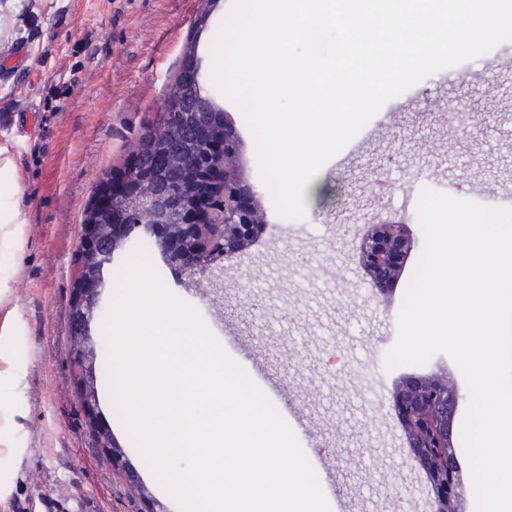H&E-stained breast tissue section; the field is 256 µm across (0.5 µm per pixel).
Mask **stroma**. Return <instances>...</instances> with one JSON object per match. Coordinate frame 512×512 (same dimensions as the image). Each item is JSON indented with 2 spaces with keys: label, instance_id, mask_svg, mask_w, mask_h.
I'll return each mask as SVG.
<instances>
[{
  "label": "stroma",
  "instance_id": "35a3bbf8",
  "mask_svg": "<svg viewBox=\"0 0 512 512\" xmlns=\"http://www.w3.org/2000/svg\"><path fill=\"white\" fill-rule=\"evenodd\" d=\"M235 0H0V60L29 49L25 66L0 71V147L16 166L12 225L0 226V512H181L128 430L106 371L110 325L127 266L147 259L163 286L194 307L224 351L296 434L332 512H432L433 494L394 401L408 380L438 377L457 394L456 512H475L462 431L470 403L455 363L387 368L397 318L422 256L417 216L430 188L512 209V66L489 54L438 71L389 100L322 169L325 194L304 218L278 214L240 109L215 86V34ZM196 60L201 87L226 114L236 165L257 201L253 245L224 257L217 288L177 281L153 240L132 234L91 332L102 371L101 422L118 443L112 467L88 426L71 363L72 288L85 217L102 180L136 161L175 79ZM470 109L450 129L449 105ZM406 224L411 247L384 289L358 264L369 219Z\"/></svg>",
  "mask_w": 512,
  "mask_h": 512
}]
</instances>
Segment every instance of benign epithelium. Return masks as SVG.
Segmentation results:
<instances>
[{
	"label": "benign epithelium",
	"instance_id": "1",
	"mask_svg": "<svg viewBox=\"0 0 512 512\" xmlns=\"http://www.w3.org/2000/svg\"><path fill=\"white\" fill-rule=\"evenodd\" d=\"M196 102L194 95L183 94L177 120L168 121L161 138L165 152L156 159L154 167H141L126 183L123 209L129 223L112 225L107 245L97 240L94 229L83 227L81 252L101 260L132 233L141 231L155 238L162 256L177 267L183 280L199 284L224 272L225 254L245 251L253 244L258 212L252 191L241 183L233 164L234 133L229 124H224V152H213L215 129L211 113L198 109ZM190 146L200 158V193L207 192V182L224 181V200L211 210L210 224L193 222L194 209L201 199L189 206L173 197L174 186L184 177L180 159ZM408 249L405 225L389 218L374 219L358 253L359 264L372 287L382 289L393 279ZM98 296L97 280L83 278L71 301L74 369L86 377L95 365L88 326ZM437 401L448 406V424L444 426L437 425L430 414L431 405ZM456 401L455 392L438 378L407 382L395 393L410 447L434 491L433 512H454L453 499L459 485L453 441ZM80 402L98 444L112 459V466L122 468L121 453L116 451L118 444L98 423L95 401L83 393Z\"/></svg>",
	"mask_w": 512,
	"mask_h": 512
}]
</instances>
